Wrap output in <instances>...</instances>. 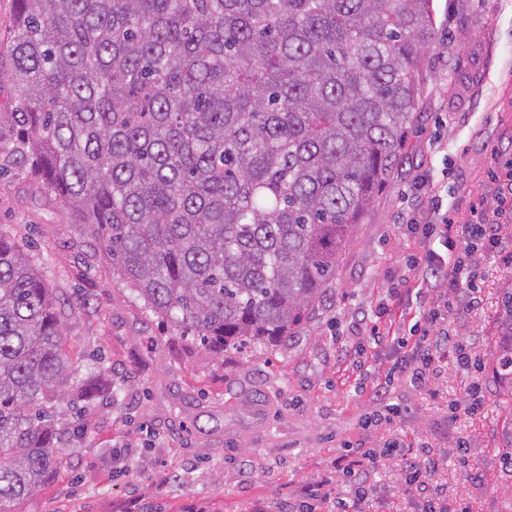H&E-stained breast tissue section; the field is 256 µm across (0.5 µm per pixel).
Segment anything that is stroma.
<instances>
[{
    "mask_svg": "<svg viewBox=\"0 0 512 512\" xmlns=\"http://www.w3.org/2000/svg\"><path fill=\"white\" fill-rule=\"evenodd\" d=\"M437 38L425 56L419 120L406 158L357 225L346 256L319 307L291 342L261 354L214 355L180 337L112 272V261L87 225L42 193L27 167L0 173V229L29 244L62 299L84 301L67 321L66 347L78 369L99 364L119 381L117 399L83 409L88 439H68L62 464L19 512H280L300 500L304 483L334 475L347 442L380 447L400 436L432 446L445 463L430 482L449 508L472 491L482 512H512V387L496 371V356L512 345L503 300L512 293V267L483 263L479 301L453 319L473 338L490 411L463 421L472 464L482 481L465 483L445 435L450 401L470 377L441 365L427 389L395 381L397 422L361 429L364 399L354 388L341 342L358 340V324L391 287L410 251L403 225L421 174L433 175L460 221L474 205H492L497 184L491 157L512 159V0H433ZM365 512H410L396 464L375 476Z\"/></svg>",
    "mask_w": 512,
    "mask_h": 512,
    "instance_id": "stroma-1",
    "label": "stroma"
}]
</instances>
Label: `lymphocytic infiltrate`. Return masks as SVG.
I'll list each match as a JSON object with an SVG mask.
<instances>
[{
    "mask_svg": "<svg viewBox=\"0 0 512 512\" xmlns=\"http://www.w3.org/2000/svg\"><path fill=\"white\" fill-rule=\"evenodd\" d=\"M487 176L500 182L502 199L496 207L474 210L472 220L464 223L439 207L437 183L425 179L418 186L419 202L406 223L413 250L396 273L400 285L386 289L363 319L370 338L387 355L384 376L366 391L371 411L362 419L363 429H379L398 418L400 409L391 398L396 377L420 389L445 361L469 373L477 369L471 337L452 329L449 316L460 305L476 303L482 260L499 250L503 226L512 222V161L495 163ZM386 461L400 465L403 492L417 512H448L430 487L429 476L438 466L432 448L415 450L396 439L378 450L361 441L349 444L336 459V471L353 489V500L333 495L328 480L311 481L300 490L297 512H359Z\"/></svg>",
    "mask_w": 512,
    "mask_h": 512,
    "instance_id": "obj_1",
    "label": "lymphocytic infiltrate"
}]
</instances>
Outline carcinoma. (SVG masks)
<instances>
[{"instance_id": "obj_1", "label": "carcinoma", "mask_w": 512, "mask_h": 512, "mask_svg": "<svg viewBox=\"0 0 512 512\" xmlns=\"http://www.w3.org/2000/svg\"><path fill=\"white\" fill-rule=\"evenodd\" d=\"M432 0H16L0 170L89 224L145 309L215 354L314 314L414 125ZM0 230V512L41 487L84 408L120 393ZM14 107V92L13 87L7 78H3L0 72V117L1 127L5 136L14 139L16 136L15 130L9 125L8 114L13 112Z\"/></svg>"}]
</instances>
